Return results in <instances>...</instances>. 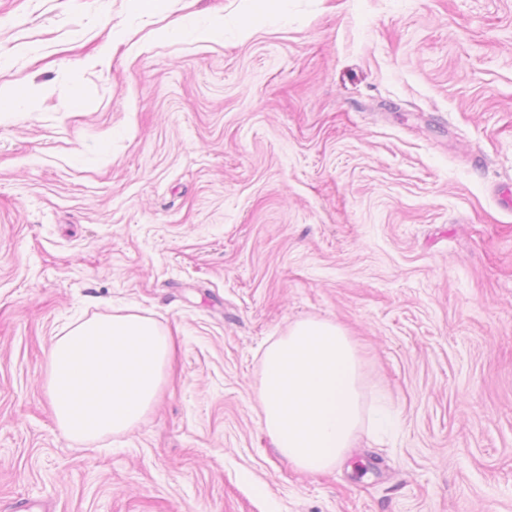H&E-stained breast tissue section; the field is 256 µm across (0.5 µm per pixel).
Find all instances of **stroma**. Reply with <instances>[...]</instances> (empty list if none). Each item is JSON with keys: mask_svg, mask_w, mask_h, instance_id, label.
<instances>
[{"mask_svg": "<svg viewBox=\"0 0 512 512\" xmlns=\"http://www.w3.org/2000/svg\"><path fill=\"white\" fill-rule=\"evenodd\" d=\"M271 9L0 0V512H512V0ZM116 308L173 354L92 450L46 358ZM308 318L397 416L320 474L255 392Z\"/></svg>", "mask_w": 512, "mask_h": 512, "instance_id": "obj_1", "label": "stroma"}]
</instances>
